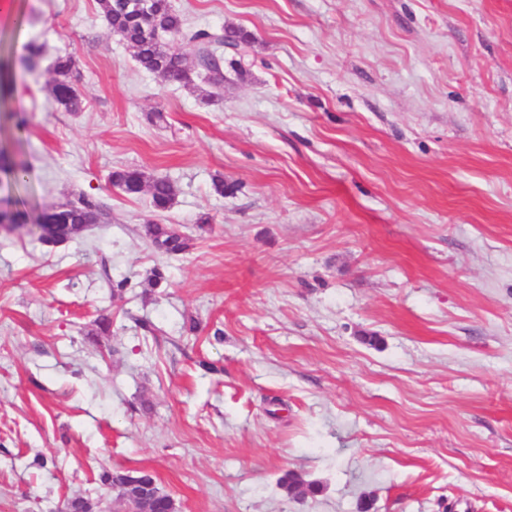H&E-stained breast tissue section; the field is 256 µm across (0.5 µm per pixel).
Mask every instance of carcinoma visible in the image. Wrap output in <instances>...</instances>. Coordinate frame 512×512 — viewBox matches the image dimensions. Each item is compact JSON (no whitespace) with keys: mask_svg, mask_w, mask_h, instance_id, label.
Here are the masks:
<instances>
[{"mask_svg":"<svg viewBox=\"0 0 512 512\" xmlns=\"http://www.w3.org/2000/svg\"><path fill=\"white\" fill-rule=\"evenodd\" d=\"M99 10L112 32L135 50V57L141 67L155 74L161 81L173 84L193 82L192 70L182 63V55L173 40L179 38L197 44V66L205 72V82L219 87L224 83V55L218 54L211 46L224 45L229 40L232 48L249 44L252 34L242 27L226 26L220 33L206 30L188 31L179 13L169 0H148L147 13L127 0H96ZM55 78L51 85V94L55 101L68 111L80 108V98L73 85V60L59 57L54 64ZM110 183L130 196L146 191L151 205L158 211L167 209L174 196L171 182L166 179H153L144 172L133 168H120L111 172ZM103 218L99 204L91 198L80 195L61 206L45 210L35 219L37 227L42 222L52 220L72 225L71 236L75 237L86 228L97 224ZM145 233L153 246L165 254H179L189 248V240L172 232L167 224L150 222L145 225ZM141 476V473L134 474ZM130 473L114 475L105 470L100 475L103 484L118 487L116 500L130 495H140L147 499V512H168L171 497L165 493L150 494L133 484Z\"/></svg>","mask_w":512,"mask_h":512,"instance_id":"1","label":"carcinoma"}]
</instances>
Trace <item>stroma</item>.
I'll return each instance as SVG.
<instances>
[{"instance_id": "1", "label": "stroma", "mask_w": 512, "mask_h": 512, "mask_svg": "<svg viewBox=\"0 0 512 512\" xmlns=\"http://www.w3.org/2000/svg\"><path fill=\"white\" fill-rule=\"evenodd\" d=\"M170 2L254 37L212 102L96 0L0 12L1 62L43 47L0 146L38 208L107 214L57 245L0 227V512H108L106 470L179 512H512V0ZM68 55L75 112L47 90ZM125 167L169 208L113 187ZM110 183L130 196H137L145 188L151 198V205L155 210H166L174 196L171 182L166 179H153L144 172L133 168H120L111 172ZM145 233L153 246L165 254H179L189 248V240L172 232L167 224L150 222L145 225Z\"/></svg>"}]
</instances>
